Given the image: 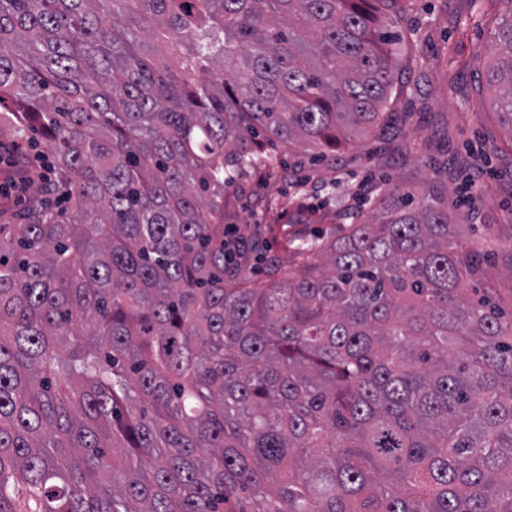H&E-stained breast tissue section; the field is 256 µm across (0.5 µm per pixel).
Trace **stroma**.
Masks as SVG:
<instances>
[{
    "label": "stroma",
    "mask_w": 512,
    "mask_h": 512,
    "mask_svg": "<svg viewBox=\"0 0 512 512\" xmlns=\"http://www.w3.org/2000/svg\"><path fill=\"white\" fill-rule=\"evenodd\" d=\"M401 7L396 66L417 89L393 90L381 130L351 135L329 157L299 142L266 144L273 171H251L225 188L224 221L237 225L249 248L274 256L287 235L346 223L380 192L434 186L448 197L450 223L493 228L501 250L482 285L512 306V135L485 81L512 5L485 0L479 27L463 22L470 0H401Z\"/></svg>",
    "instance_id": "stroma-1"
}]
</instances>
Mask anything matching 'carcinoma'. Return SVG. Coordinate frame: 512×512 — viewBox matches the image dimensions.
Wrapping results in <instances>:
<instances>
[{
    "label": "carcinoma",
    "instance_id": "carcinoma-1",
    "mask_svg": "<svg viewBox=\"0 0 512 512\" xmlns=\"http://www.w3.org/2000/svg\"><path fill=\"white\" fill-rule=\"evenodd\" d=\"M368 2L0 0V136L51 155L0 224V512H512L491 241L411 193L284 260L225 235L256 132L334 150L402 82Z\"/></svg>",
    "mask_w": 512,
    "mask_h": 512
}]
</instances>
